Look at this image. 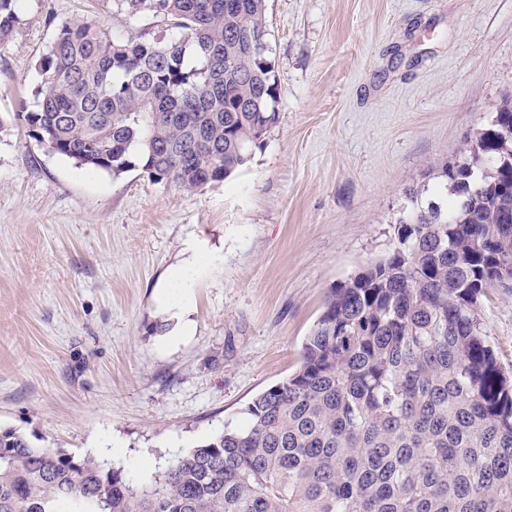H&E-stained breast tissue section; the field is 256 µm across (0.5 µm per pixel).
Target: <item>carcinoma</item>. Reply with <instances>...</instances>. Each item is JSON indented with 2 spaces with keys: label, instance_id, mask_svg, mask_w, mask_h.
<instances>
[{
  "label": "carcinoma",
  "instance_id": "obj_1",
  "mask_svg": "<svg viewBox=\"0 0 512 512\" xmlns=\"http://www.w3.org/2000/svg\"><path fill=\"white\" fill-rule=\"evenodd\" d=\"M0 0V40L16 33ZM178 34L70 20L39 60L30 136L79 166L192 193L245 166L277 121L265 0H116ZM444 189L396 219L386 257L330 289L299 368L139 490L93 455L0 431V512H512V380L474 306L512 279V95Z\"/></svg>",
  "mask_w": 512,
  "mask_h": 512
}]
</instances>
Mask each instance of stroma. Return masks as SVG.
Segmentation results:
<instances>
[{"instance_id": "obj_1", "label": "stroma", "mask_w": 512, "mask_h": 512, "mask_svg": "<svg viewBox=\"0 0 512 512\" xmlns=\"http://www.w3.org/2000/svg\"><path fill=\"white\" fill-rule=\"evenodd\" d=\"M0 42V429L149 488L175 454L247 425L299 366L329 289L396 244L430 163L512 95V0H266L277 121L194 193L49 152L18 120L58 26L167 28L114 0H17ZM203 263L174 318L158 285ZM475 311L512 374V281Z\"/></svg>"}]
</instances>
